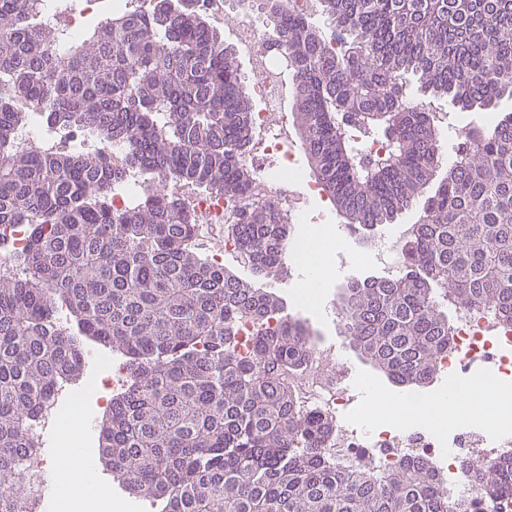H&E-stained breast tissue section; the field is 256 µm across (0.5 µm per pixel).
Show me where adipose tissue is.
Here are the masks:
<instances>
[{
  "label": "adipose tissue",
  "instance_id": "obj_1",
  "mask_svg": "<svg viewBox=\"0 0 512 512\" xmlns=\"http://www.w3.org/2000/svg\"><path fill=\"white\" fill-rule=\"evenodd\" d=\"M312 256L305 265L306 277L296 297L303 302L319 299L324 285L336 270V254L345 250L340 235L329 227L311 229ZM467 405L464 416L468 422H485L487 406H494L497 419L512 417V390L500 388L488 381L477 380L468 386L450 391L448 396L410 397L386 394L377 387L367 389L364 418L376 425H403L413 420H424L444 428L452 422V409ZM72 438L60 442L53 468V495L76 512H120L121 503L115 502L98 478L97 462L93 452L84 446L89 429L87 419L70 421Z\"/></svg>",
  "mask_w": 512,
  "mask_h": 512
}]
</instances>
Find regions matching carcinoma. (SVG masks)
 I'll list each match as a JSON object with an SVG mask.
<instances>
[{
  "instance_id": "1",
  "label": "carcinoma",
  "mask_w": 512,
  "mask_h": 512,
  "mask_svg": "<svg viewBox=\"0 0 512 512\" xmlns=\"http://www.w3.org/2000/svg\"><path fill=\"white\" fill-rule=\"evenodd\" d=\"M161 2L89 26L59 56L58 33L30 0H0V225L29 226L27 274L0 279V479L20 475L53 385L82 379V336L126 367L100 427L102 464L161 512H467L428 460L387 473L336 467L325 445L334 425L279 380L315 354L310 327L192 244L194 217L160 185L246 191L254 100L198 0ZM267 2L292 61L309 174L359 230L394 223L434 178L440 154L424 98L462 112L512 100V0H321L328 32ZM22 103L51 131L123 144L122 164L82 150L16 151ZM464 129L404 274L354 281L340 297L350 343L396 385L437 376L448 303L512 325V113ZM355 132L376 133L381 151L358 150ZM135 174L152 192L112 209L110 190ZM235 232L256 274L283 275L294 225L264 206ZM242 322L253 327L244 354ZM462 467L486 507L512 495L511 459ZM25 494L22 483L1 492L0 512H21Z\"/></svg>"
}]
</instances>
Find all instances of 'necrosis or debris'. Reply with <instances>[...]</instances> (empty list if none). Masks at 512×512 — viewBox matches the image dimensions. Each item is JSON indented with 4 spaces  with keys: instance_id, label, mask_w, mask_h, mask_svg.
I'll return each instance as SVG.
<instances>
[{
    "instance_id": "4bbe7bcc",
    "label": "necrosis or debris",
    "mask_w": 512,
    "mask_h": 512,
    "mask_svg": "<svg viewBox=\"0 0 512 512\" xmlns=\"http://www.w3.org/2000/svg\"><path fill=\"white\" fill-rule=\"evenodd\" d=\"M36 4L38 17L66 39L82 36L98 11V0H36ZM200 7L217 23L223 22L228 11L237 10L234 51L250 64L248 87L258 104L254 112L257 147L245 157L254 178L245 192L207 195L188 184L164 186L167 194L184 201L194 213L196 248L220 266L241 256L232 227L244 213L270 205L288 223L314 224L318 217L310 213L306 200L320 195L321 188L298 166L293 112L288 107L292 93L288 61L283 51L265 43L261 26L265 0H247L238 9L233 8L232 0H200ZM28 239L27 225L0 226V276L23 275L18 256L26 249ZM452 313L451 345L440 361L443 377L460 385L479 373L512 389V326L500 324L482 307L457 304ZM280 380L292 389L303 409L336 420V430L329 435L327 446L347 465L358 466L369 460L376 468L393 470L426 458L433 463L440 485L450 498L475 501L479 498L478 483L461 467V457L473 456L494 465L512 456V419L493 427L462 423L443 431L405 425L377 432L343 423L350 403V374L342 364L326 363L320 355L313 356L301 373H285ZM46 473L41 452L28 453L22 467L27 489L22 512H42Z\"/></svg>"
}]
</instances>
